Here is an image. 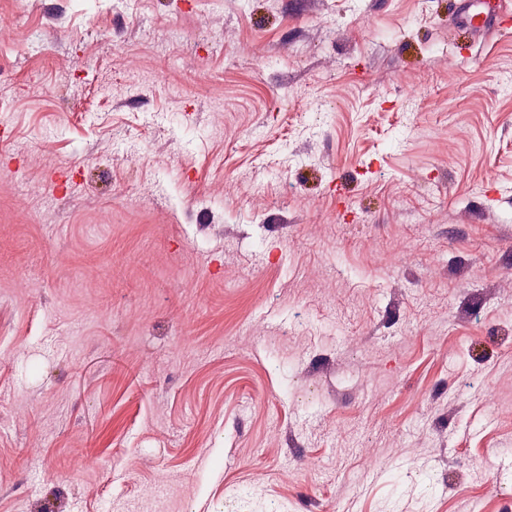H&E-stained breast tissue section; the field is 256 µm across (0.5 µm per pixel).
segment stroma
Segmentation results:
<instances>
[{"mask_svg": "<svg viewBox=\"0 0 512 512\" xmlns=\"http://www.w3.org/2000/svg\"><path fill=\"white\" fill-rule=\"evenodd\" d=\"M454 2L25 0L0 512H499L512 28ZM488 15V2L485 0H466L460 3L458 15L460 26L472 36L485 30Z\"/></svg>", "mask_w": 512, "mask_h": 512, "instance_id": "1", "label": "stroma"}]
</instances>
